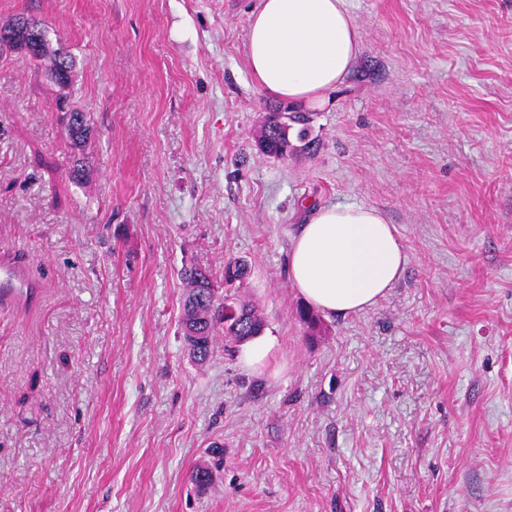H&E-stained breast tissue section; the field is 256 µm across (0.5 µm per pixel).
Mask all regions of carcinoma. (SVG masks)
I'll return each mask as SVG.
<instances>
[{
  "mask_svg": "<svg viewBox=\"0 0 512 512\" xmlns=\"http://www.w3.org/2000/svg\"><path fill=\"white\" fill-rule=\"evenodd\" d=\"M11 48L22 54L28 61H39L48 53L47 41H41L37 49L15 43ZM74 67L71 53L58 49L54 52L52 74L55 81L64 86L69 82ZM309 117L302 112L292 114L270 112L260 126L258 141L268 154L285 157L288 155V129L290 124L301 125L299 137H305ZM90 128L84 114L73 112L67 124V134L73 145H80L88 138ZM249 274L248 264L241 258L224 263L222 284L224 299L217 298V288L211 271L191 265L181 269V278L186 286L180 320L181 334L189 356L197 363H204L213 354V339L220 331L224 340L242 344L259 335L265 326L259 311L250 302L239 298L237 290L243 287Z\"/></svg>",
  "mask_w": 512,
  "mask_h": 512,
  "instance_id": "cac0c4a2",
  "label": "carcinoma"
}]
</instances>
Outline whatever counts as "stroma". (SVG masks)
<instances>
[{
    "label": "stroma",
    "instance_id": "obj_1",
    "mask_svg": "<svg viewBox=\"0 0 512 512\" xmlns=\"http://www.w3.org/2000/svg\"><path fill=\"white\" fill-rule=\"evenodd\" d=\"M256 2L0 0L75 60L62 87L0 49V252L43 285L0 305V512H512V0H346L361 53L284 158L256 141ZM336 204L407 263L310 324L291 245ZM231 258L261 368L184 347L181 268Z\"/></svg>",
    "mask_w": 512,
    "mask_h": 512
}]
</instances>
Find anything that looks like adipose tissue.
<instances>
[{
  "instance_id": "ef3b65f1",
  "label": "adipose tissue",
  "mask_w": 512,
  "mask_h": 512,
  "mask_svg": "<svg viewBox=\"0 0 512 512\" xmlns=\"http://www.w3.org/2000/svg\"><path fill=\"white\" fill-rule=\"evenodd\" d=\"M361 45L345 0H258L249 15V71L263 93L291 104L320 107L351 73ZM406 263L395 226L357 204L313 209L290 252L295 288L335 315L374 307Z\"/></svg>"
}]
</instances>
